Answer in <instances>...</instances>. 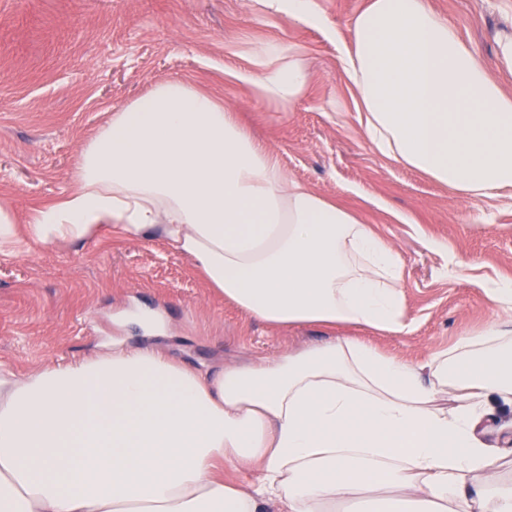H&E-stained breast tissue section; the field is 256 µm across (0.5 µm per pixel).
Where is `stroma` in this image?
Listing matches in <instances>:
<instances>
[{"label":"stroma","mask_w":512,"mask_h":512,"mask_svg":"<svg viewBox=\"0 0 512 512\" xmlns=\"http://www.w3.org/2000/svg\"><path fill=\"white\" fill-rule=\"evenodd\" d=\"M368 0H318L311 26L262 0H0V211L27 223L74 187L83 146L112 113L168 80L212 91L288 175L360 211L399 252L411 330L364 333L424 364L481 332L497 311L486 278H512V192L472 200L378 156L356 120L339 40ZM487 65L512 31V0H428ZM279 43L305 64L306 92L282 105L237 80ZM321 325L273 327L225 301L168 242L99 234L0 256V365L24 377L154 344L195 368L257 362L329 340Z\"/></svg>","instance_id":"stroma-1"}]
</instances>
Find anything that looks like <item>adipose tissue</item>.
<instances>
[{"label":"adipose tissue","mask_w":512,"mask_h":512,"mask_svg":"<svg viewBox=\"0 0 512 512\" xmlns=\"http://www.w3.org/2000/svg\"><path fill=\"white\" fill-rule=\"evenodd\" d=\"M350 32L340 66L382 158L474 200L512 189V94L452 23L427 0H369ZM238 78L284 105L308 84L284 45ZM74 182L25 227L0 213V252L159 237L267 324L408 329L399 252L189 83L113 112ZM487 294L497 319L421 366L336 336L206 373L118 344L23 378L0 368V512H335L384 490L394 512H512L502 456L476 434L490 398L512 405V279ZM450 389L456 407H434ZM223 465L256 480L225 482Z\"/></svg>","instance_id":"adipose-tissue-1"}]
</instances>
